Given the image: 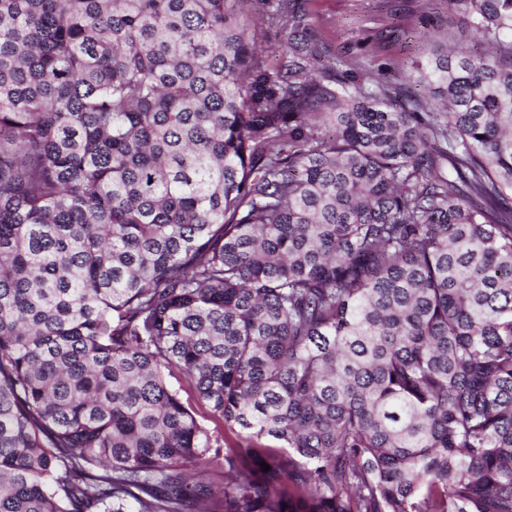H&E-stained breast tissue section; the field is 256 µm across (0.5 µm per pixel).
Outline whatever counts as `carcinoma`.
<instances>
[{"label": "carcinoma", "instance_id": "carcinoma-1", "mask_svg": "<svg viewBox=\"0 0 512 512\" xmlns=\"http://www.w3.org/2000/svg\"><path fill=\"white\" fill-rule=\"evenodd\" d=\"M265 4L0 0V512H512V0L407 107Z\"/></svg>", "mask_w": 512, "mask_h": 512}]
</instances>
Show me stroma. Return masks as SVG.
I'll list each match as a JSON object with an SVG mask.
<instances>
[{
  "label": "stroma",
  "mask_w": 512,
  "mask_h": 512,
  "mask_svg": "<svg viewBox=\"0 0 512 512\" xmlns=\"http://www.w3.org/2000/svg\"><path fill=\"white\" fill-rule=\"evenodd\" d=\"M313 8L333 51L365 43L370 74L391 84L406 83L412 61L425 47L424 33L476 45L473 34L459 28L448 0H315ZM382 27L390 30L389 38H377Z\"/></svg>",
  "instance_id": "stroma-1"
}]
</instances>
